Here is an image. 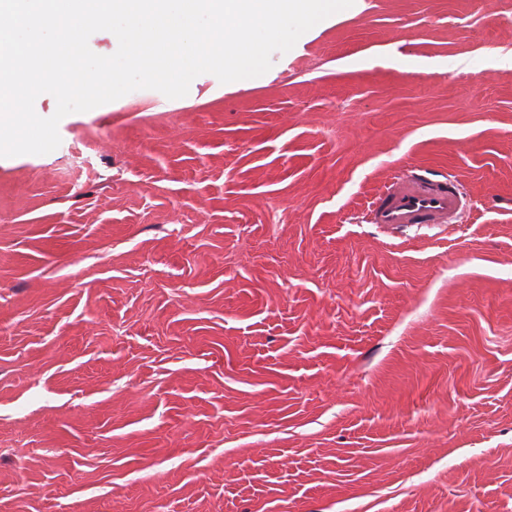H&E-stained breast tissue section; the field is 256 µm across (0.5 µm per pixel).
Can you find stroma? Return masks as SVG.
I'll return each instance as SVG.
<instances>
[{"label":"stroma","mask_w":512,"mask_h":512,"mask_svg":"<svg viewBox=\"0 0 512 512\" xmlns=\"http://www.w3.org/2000/svg\"><path fill=\"white\" fill-rule=\"evenodd\" d=\"M512 0H355L0 157V512H512ZM410 168L457 224H371Z\"/></svg>","instance_id":"obj_1"}]
</instances>
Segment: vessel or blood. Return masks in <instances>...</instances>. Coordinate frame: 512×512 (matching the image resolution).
I'll use <instances>...</instances> for the list:
<instances>
[{"instance_id": "vessel-or-blood-1", "label": "vessel or blood", "mask_w": 512, "mask_h": 512, "mask_svg": "<svg viewBox=\"0 0 512 512\" xmlns=\"http://www.w3.org/2000/svg\"><path fill=\"white\" fill-rule=\"evenodd\" d=\"M465 207L466 193L458 181L434 180L410 171L385 183L367 211L374 224H456Z\"/></svg>"}]
</instances>
